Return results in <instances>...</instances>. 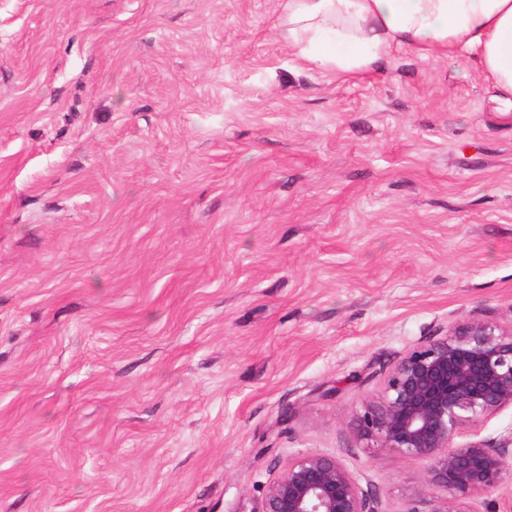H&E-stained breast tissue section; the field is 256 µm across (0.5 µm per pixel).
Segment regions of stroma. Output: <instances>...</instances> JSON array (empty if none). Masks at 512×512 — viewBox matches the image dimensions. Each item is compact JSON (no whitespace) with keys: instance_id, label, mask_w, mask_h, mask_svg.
<instances>
[{"instance_id":"stroma-1","label":"stroma","mask_w":512,"mask_h":512,"mask_svg":"<svg viewBox=\"0 0 512 512\" xmlns=\"http://www.w3.org/2000/svg\"><path fill=\"white\" fill-rule=\"evenodd\" d=\"M284 0H0V512H256L409 350L512 323V107L476 57L350 74Z\"/></svg>"}]
</instances>
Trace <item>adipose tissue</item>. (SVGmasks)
<instances>
[{
  "instance_id": "obj_1",
  "label": "adipose tissue",
  "mask_w": 512,
  "mask_h": 512,
  "mask_svg": "<svg viewBox=\"0 0 512 512\" xmlns=\"http://www.w3.org/2000/svg\"><path fill=\"white\" fill-rule=\"evenodd\" d=\"M283 26L304 61L341 74L373 68L397 46L472 52L512 98V0H288Z\"/></svg>"
}]
</instances>
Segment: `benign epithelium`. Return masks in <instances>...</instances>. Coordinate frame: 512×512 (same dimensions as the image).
Returning a JSON list of instances; mask_svg holds the SVG:
<instances>
[{"mask_svg":"<svg viewBox=\"0 0 512 512\" xmlns=\"http://www.w3.org/2000/svg\"><path fill=\"white\" fill-rule=\"evenodd\" d=\"M512 408V324L468 319L403 356L356 417V434L380 451L419 460L441 495L430 512H478L476 500L512 484V434L483 438L479 422ZM467 437L461 444L458 437ZM336 456L309 453L267 486L258 512H381Z\"/></svg>","mask_w":512,"mask_h":512,"instance_id":"benign-epithelium-1","label":"benign epithelium"}]
</instances>
